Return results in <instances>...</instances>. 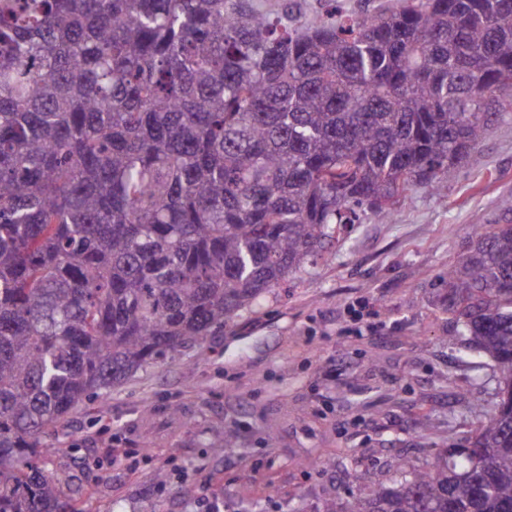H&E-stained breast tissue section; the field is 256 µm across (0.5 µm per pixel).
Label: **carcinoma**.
<instances>
[{
	"label": "carcinoma",
	"instance_id": "obj_1",
	"mask_svg": "<svg viewBox=\"0 0 512 512\" xmlns=\"http://www.w3.org/2000/svg\"><path fill=\"white\" fill-rule=\"evenodd\" d=\"M512 112V0H398L299 27L253 0H0V512H80L46 440L204 348L369 211L436 194ZM448 309L512 390V197ZM321 512H512V401Z\"/></svg>",
	"mask_w": 512,
	"mask_h": 512
}]
</instances>
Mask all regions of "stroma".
Returning a JSON list of instances; mask_svg holds the SVG:
<instances>
[{"label": "stroma", "mask_w": 512, "mask_h": 512, "mask_svg": "<svg viewBox=\"0 0 512 512\" xmlns=\"http://www.w3.org/2000/svg\"><path fill=\"white\" fill-rule=\"evenodd\" d=\"M510 195L512 113L447 195L420 188L390 219L363 213L205 349L71 413L47 473L79 491L84 512H319L399 479L398 459L432 460L469 435L472 407L501 378L455 341L444 279ZM361 302L365 330L342 335ZM220 429L236 434L233 452L211 448Z\"/></svg>", "instance_id": "stroma-1"}]
</instances>
